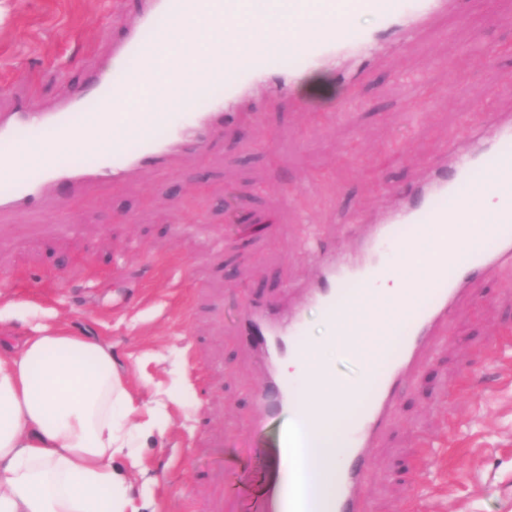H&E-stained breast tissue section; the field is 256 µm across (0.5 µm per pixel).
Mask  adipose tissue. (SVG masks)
I'll list each match as a JSON object with an SVG mask.
<instances>
[{"label": "adipose tissue", "mask_w": 512, "mask_h": 512, "mask_svg": "<svg viewBox=\"0 0 512 512\" xmlns=\"http://www.w3.org/2000/svg\"><path fill=\"white\" fill-rule=\"evenodd\" d=\"M139 412L104 343L41 322L0 349V512H136L137 441L156 430Z\"/></svg>", "instance_id": "ef3b65f1"}]
</instances>
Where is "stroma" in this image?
I'll list each match as a JSON object with an SVG mask.
<instances>
[{"label": "stroma", "instance_id": "obj_1", "mask_svg": "<svg viewBox=\"0 0 512 512\" xmlns=\"http://www.w3.org/2000/svg\"><path fill=\"white\" fill-rule=\"evenodd\" d=\"M0 0V112H36L111 69L138 0ZM512 0H450L393 59L353 83L346 59L302 72L260 122L242 117L172 173L90 186L69 239L0 229V343L41 320L112 348L163 436L140 450L139 512H255L275 482L282 419L252 426L263 370L236 327L249 301L298 304L354 215L378 217L424 180L467 123L512 115ZM325 77L333 92L308 86ZM305 110H295L292 99ZM401 391L372 453L373 512H512V269L472 285Z\"/></svg>", "mask_w": 512, "mask_h": 512}]
</instances>
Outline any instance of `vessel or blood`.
I'll return each mask as SVG.
<instances>
[{
  "label": "vessel or blood",
  "mask_w": 512,
  "mask_h": 512,
  "mask_svg": "<svg viewBox=\"0 0 512 512\" xmlns=\"http://www.w3.org/2000/svg\"><path fill=\"white\" fill-rule=\"evenodd\" d=\"M329 10L360 11L377 16L380 31H388L398 45L409 42L413 29L424 26L448 7L447 0H325ZM197 0H141V6L122 39L111 48L112 71L92 73L79 91L47 112L31 111L29 104H18L14 111L0 113V144L7 151L0 155V217L37 215L53 187L80 188L89 183H122L141 167L158 173L170 172L175 155L203 153L208 141L221 133L232 115L228 103L249 96L257 86H267L270 97H278L286 84L274 81L270 60L276 49L254 53L249 66L237 56L211 57L194 82V99L209 101L207 111L193 108L191 101L180 108L122 116L112 112L102 127L112 135L111 143H97L90 162L63 161L56 142L75 139L89 129L92 111L105 97L122 102L125 91L139 84L140 73L153 56L146 34L157 20L175 13L193 14ZM380 31L357 37H333L305 29L296 46L299 69H311L324 61L346 57L354 51L374 46ZM50 133L52 146L46 147L38 168L27 163L31 132ZM496 163L497 178L491 188L500 204L490 217L492 249L464 250L455 260L433 264L428 287L406 289L400 298L406 319L393 345L387 347L388 365L383 376L374 378L361 400V411L349 422L341 446L347 464L337 483L333 505L319 506L315 492L307 494V512H370L367 482L375 464L372 448L388 428L395 399L405 385L419 354L434 340L436 327L449 319L456 302L464 294L465 283L512 263V120L498 121L491 134L475 132L470 145L451 142L446 161L436 164L429 179L419 185L407 202L391 209L374 224L350 228L354 246L339 253L318 255L320 277L306 290L305 300L326 312H336L355 293L366 292L374 276L402 268L408 257L407 231L423 230L430 224L463 223L471 174ZM265 361L293 360L304 373H311L310 344L298 311L276 316L268 302L250 304L240 327L245 345L255 344L256 335ZM298 383L272 375L256 394V427H263L282 409L294 408V419L301 425L316 421L322 426L336 420V407L321 402L307 412ZM289 480L274 482L257 512H288Z\"/></svg>",
  "instance_id": "1"
}]
</instances>
